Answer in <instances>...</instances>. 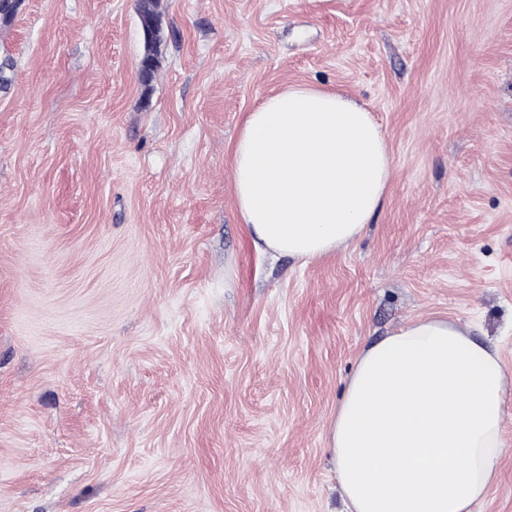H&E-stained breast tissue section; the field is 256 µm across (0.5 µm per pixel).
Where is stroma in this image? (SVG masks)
I'll return each instance as SVG.
<instances>
[{"mask_svg": "<svg viewBox=\"0 0 512 512\" xmlns=\"http://www.w3.org/2000/svg\"><path fill=\"white\" fill-rule=\"evenodd\" d=\"M20 0L0 23V512H345L329 428L362 349L423 318L512 375V0ZM371 112L392 176L302 262L237 210L247 112ZM499 479L512 512V386Z\"/></svg>", "mask_w": 512, "mask_h": 512, "instance_id": "stroma-1", "label": "stroma"}]
</instances>
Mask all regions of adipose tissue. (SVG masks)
Instances as JSON below:
<instances>
[{
    "label": "adipose tissue",
    "mask_w": 512,
    "mask_h": 512,
    "mask_svg": "<svg viewBox=\"0 0 512 512\" xmlns=\"http://www.w3.org/2000/svg\"><path fill=\"white\" fill-rule=\"evenodd\" d=\"M233 158L255 247L303 261L354 241L392 173L370 112L312 87L248 112ZM506 388L498 354L443 319L365 347L330 427L348 512H471L499 478Z\"/></svg>",
    "instance_id": "obj_1"
}]
</instances>
